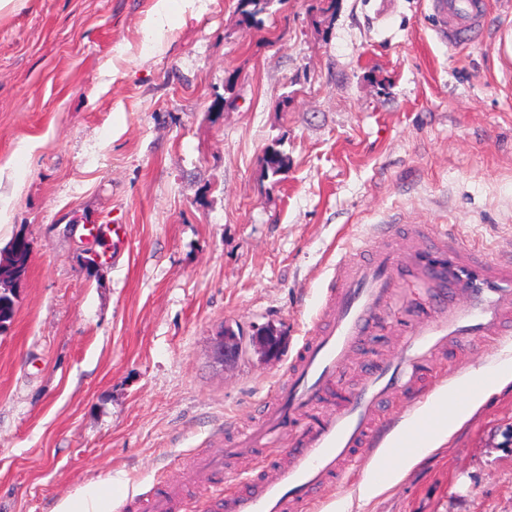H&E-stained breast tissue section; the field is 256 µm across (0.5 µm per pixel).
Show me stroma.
Returning <instances> with one entry per match:
<instances>
[{"mask_svg":"<svg viewBox=\"0 0 512 512\" xmlns=\"http://www.w3.org/2000/svg\"><path fill=\"white\" fill-rule=\"evenodd\" d=\"M20 0L0 17V512H126L254 421L378 226L512 253V0L473 43L425 0ZM235 102L225 107L226 84ZM288 157L277 177L264 156ZM121 225L87 236L91 224ZM274 326L282 355L256 337ZM243 339L220 365L212 338ZM361 512H512V388ZM178 7L175 0H156L150 15L148 16L145 29L153 41L162 38L165 28L172 20L175 10ZM5 258L0 259V331L10 323L17 289L25 279L32 253L31 242L23 233H17L4 248Z\"/></svg>","mask_w":512,"mask_h":512,"instance_id":"35a3bbf8","label":"stroma"}]
</instances>
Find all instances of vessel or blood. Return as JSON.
<instances>
[{
	"label": "vessel or blood",
	"instance_id": "obj_1",
	"mask_svg": "<svg viewBox=\"0 0 512 512\" xmlns=\"http://www.w3.org/2000/svg\"><path fill=\"white\" fill-rule=\"evenodd\" d=\"M428 11L437 38L451 46L469 43L486 23L484 0H428ZM382 237L386 247L370 243L362 256L337 263L319 319L289 361L286 379L252 428L225 449L223 459L253 465L241 487H227L223 460L200 459L194 477L210 492L207 512H310L343 488L348 471L375 448L390 400L428 394L436 356L448 344L494 338L502 357L512 358V256H489L449 233L422 230L406 243L389 230ZM394 309L402 313L399 358L369 360L363 383L325 409L345 361ZM285 442V461L271 459ZM186 506L181 482L163 480L140 508Z\"/></svg>",
	"mask_w": 512,
	"mask_h": 512
}]
</instances>
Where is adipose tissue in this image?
Wrapping results in <instances>:
<instances>
[{
	"mask_svg": "<svg viewBox=\"0 0 512 512\" xmlns=\"http://www.w3.org/2000/svg\"><path fill=\"white\" fill-rule=\"evenodd\" d=\"M497 378L481 393L471 398L470 402L461 406L455 405L453 395L457 384L442 386L422 407V414L433 421L431 428L423 435L420 444L401 457L400 469L411 468L425 456L441 448L449 442L454 432L459 429L472 415L478 411L493 395L501 392L512 384V361L497 365ZM400 469H392L387 464L386 455L375 456L370 465V473L358 489V498L370 500L394 485L399 479Z\"/></svg>",
	"mask_w": 512,
	"mask_h": 512,
	"instance_id": "ef3b65f1",
	"label": "adipose tissue"
}]
</instances>
